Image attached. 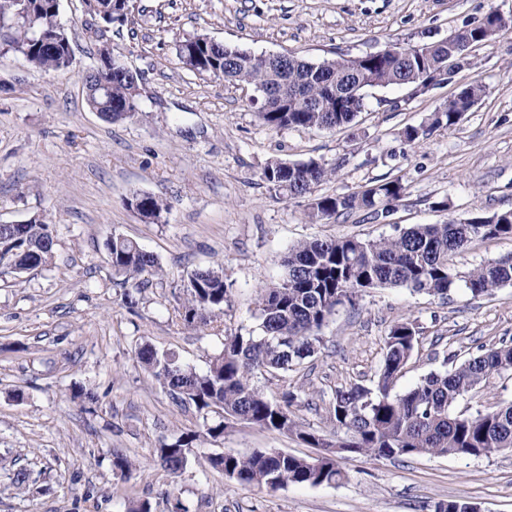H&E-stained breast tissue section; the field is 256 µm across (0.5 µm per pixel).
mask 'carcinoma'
<instances>
[{
    "instance_id": "cac0c4a2",
    "label": "carcinoma",
    "mask_w": 512,
    "mask_h": 512,
    "mask_svg": "<svg viewBox=\"0 0 512 512\" xmlns=\"http://www.w3.org/2000/svg\"><path fill=\"white\" fill-rule=\"evenodd\" d=\"M107 25L122 23L121 0H92ZM59 9L54 0H19L0 17L13 30L7 46L31 65L62 70L69 64L68 44L61 38ZM512 32V16L496 12L468 24L448 38L383 60L339 56L312 63L297 56L281 63L265 54L213 44L206 36L187 39L178 56L190 71L221 73L224 80L245 84L273 95L258 117L273 128L334 129L351 123L364 102L366 88L413 86L434 80L455 62L467 63L472 48ZM486 94L474 81L434 113L429 125L408 126L404 138L415 143L432 129L454 126ZM125 80L110 77L108 101H97L112 118H132L140 108L128 105ZM336 175V168L315 160L269 162L262 179L274 192L288 197L311 193L313 186ZM398 179L377 183L349 194L314 199L308 217L317 222L354 210H368L379 219L403 198ZM512 237V211L476 215L446 224H416L399 234L379 239H309L289 249L282 259L284 275L258 291L255 310L258 330L224 334L222 349L211 355L206 369L185 365L173 353L159 352L148 342L138 344L137 361L177 402L192 406L202 417L205 435L217 439L237 423L294 434L311 448L324 449L320 467L309 459L279 451H254L249 455L224 452L210 457L213 469L241 483L270 490L290 484L311 487L337 485L347 478L346 454L375 459H401L416 455L434 457H489L512 451V403L493 411L455 412L457 403L493 378L512 372V339L454 365L432 372L412 389L397 394L395 383L412 358L423 327L405 318L393 324L384 339L381 363L372 385L354 384L334 391L330 419L335 439L328 440L307 429L291 410L299 394L283 393L269 399L257 387L260 371L286 373L324 346L322 329L336 307L355 303L373 288H408L440 299L464 288L476 298L512 285V256L480 264L465 273L454 271L448 258L465 251L477 238ZM51 225L36 218L16 227L0 225V275L20 273L49 265L53 260ZM113 274L141 286L139 278L162 272L158 259L137 242L114 235L107 242ZM186 298L178 316L187 327L201 328L224 314L230 302V285L220 269L193 271L184 285ZM218 418H212V415ZM202 434L190 430L158 440L157 455L172 475L181 473L187 455ZM433 512H476L463 500H441Z\"/></svg>"
}]
</instances>
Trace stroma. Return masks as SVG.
Returning a JSON list of instances; mask_svg holds the SVG:
<instances>
[{
  "instance_id": "stroma-1",
  "label": "stroma",
  "mask_w": 512,
  "mask_h": 512,
  "mask_svg": "<svg viewBox=\"0 0 512 512\" xmlns=\"http://www.w3.org/2000/svg\"><path fill=\"white\" fill-rule=\"evenodd\" d=\"M512 0H137L124 25L103 27L83 0H60L71 42L67 71L31 66L0 52V223L43 216L51 224V266L0 275V512H429L462 498L479 512H512V453L491 457L348 455L349 478L335 486L275 491L212 469L211 455L256 450L313 457L295 437L239 424L202 438L184 470L170 476L157 457L164 436L201 430L194 409L175 403L135 358L149 341L202 370L228 331L255 327L260 286L278 282L288 249L312 238L397 235L415 224H443L512 210V33L470 53L452 81L424 93L410 86L369 88L353 126L275 129L258 117L251 87L203 77L177 51L205 35L257 54L291 53L311 62L360 56L391 45L447 38ZM111 44L140 71V111L110 123L87 100L84 74ZM487 92L453 127L409 143L406 127L428 122L473 80ZM314 159L337 166L311 196L287 198L262 180L272 160ZM397 179L405 187L383 222L357 211L329 222L306 216L312 198L348 194ZM136 193L167 200L161 223L125 206ZM115 234L153 253L163 269L137 290L113 274L106 241ZM512 253V238L478 239L454 256L460 272ZM222 267L232 302L205 329L182 324L184 284L197 269ZM424 328L398 379L402 393L512 338V287L478 298L457 290L442 300L406 288H376L338 306L321 352L288 374L262 373L268 398L309 393L294 404L306 426L332 436L334 390L369 384L389 328L405 317ZM84 389L95 403L75 398ZM512 402V374L476 388L457 405L476 411ZM121 453L131 478L112 465ZM28 476L26 491L11 478Z\"/></svg>"
}]
</instances>
